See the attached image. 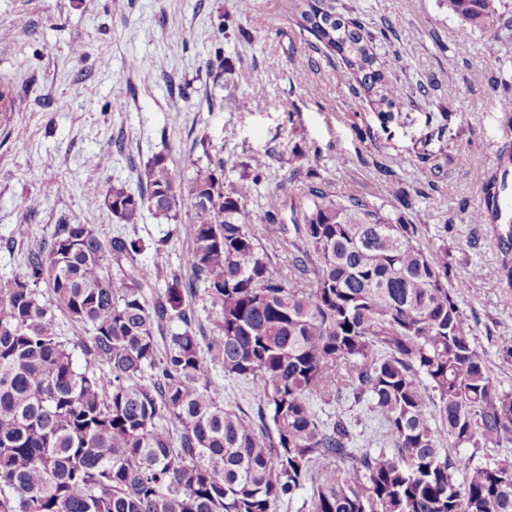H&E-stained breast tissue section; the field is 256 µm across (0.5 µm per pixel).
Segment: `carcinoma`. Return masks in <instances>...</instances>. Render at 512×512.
I'll return each instance as SVG.
<instances>
[{"label": "carcinoma", "mask_w": 512, "mask_h": 512, "mask_svg": "<svg viewBox=\"0 0 512 512\" xmlns=\"http://www.w3.org/2000/svg\"><path fill=\"white\" fill-rule=\"evenodd\" d=\"M500 0H448L488 31ZM305 29L340 56L356 92L390 119L398 104L362 26L328 0H293ZM20 89L0 79V126ZM505 173L480 174L497 217ZM258 178L224 190V160L183 169L153 157L134 191L88 199L122 224L149 211L178 220L187 191L191 280L152 295L143 246L59 224L0 281V512H276L308 488L310 512H512V460L472 464L466 448L512 441V390L491 375L448 288V264L417 242L404 214L310 186L287 270L265 247L283 222L251 224ZM209 300L197 335L185 296ZM76 329L57 330V314ZM177 322L181 333L164 334ZM249 384L248 414L218 399L204 354ZM368 401L393 449L353 447L342 413L313 402Z\"/></svg>", "instance_id": "1"}]
</instances>
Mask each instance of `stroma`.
Listing matches in <instances>:
<instances>
[{"instance_id": "stroma-1", "label": "stroma", "mask_w": 512, "mask_h": 512, "mask_svg": "<svg viewBox=\"0 0 512 512\" xmlns=\"http://www.w3.org/2000/svg\"><path fill=\"white\" fill-rule=\"evenodd\" d=\"M336 6L377 35L401 101L393 119L354 93L340 59L311 48L289 0H251L245 12L236 0H0V78L22 88L14 132H0V280L24 269L29 239H50L62 223L141 240V276L154 290L165 288L152 262L159 241L170 270L189 277L188 205L175 221L148 213L124 225L87 200L110 183L138 188L160 153L189 177L220 157L225 186L258 177L246 204L254 224L286 178L297 199L317 184L384 217L405 214L422 247L447 262L477 349L512 388V305L503 302L497 243L506 227L468 217L482 193L474 172L495 168L512 142V0H501L488 31L463 23L447 0ZM77 43L84 57L72 54ZM26 198L34 212L20 209ZM316 410L345 412L358 445L371 446L378 424L367 404Z\"/></svg>"}]
</instances>
